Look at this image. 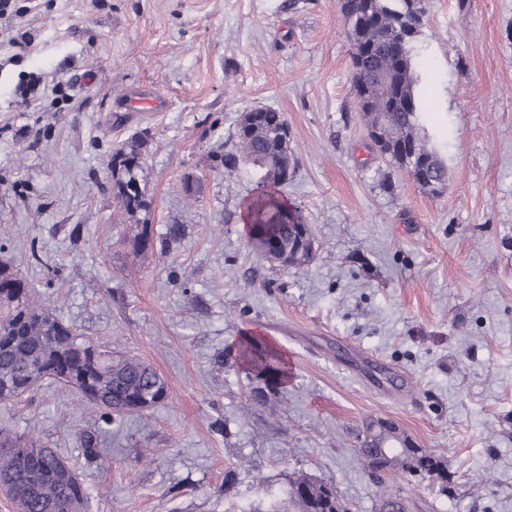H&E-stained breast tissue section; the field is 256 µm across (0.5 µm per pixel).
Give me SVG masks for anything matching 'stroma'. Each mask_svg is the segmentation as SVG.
<instances>
[{"label": "stroma", "mask_w": 512, "mask_h": 512, "mask_svg": "<svg viewBox=\"0 0 512 512\" xmlns=\"http://www.w3.org/2000/svg\"><path fill=\"white\" fill-rule=\"evenodd\" d=\"M16 4L0 16V257L59 319L150 363L167 397L113 421L91 465L100 412L62 385L0 404V428L56 448L87 512H291L299 475L380 512L357 448L384 418L448 467L444 487L385 473L409 512H512V0H426L413 69L419 132L448 168L438 196L371 148L339 0ZM154 96L163 109H131ZM261 107L284 114L297 160L280 192L314 233L300 268L253 249L258 172L221 164L238 115ZM136 135L145 205L130 215L112 151ZM250 335L281 349L287 382L238 365ZM368 355L386 391L363 382Z\"/></svg>", "instance_id": "stroma-1"}]
</instances>
